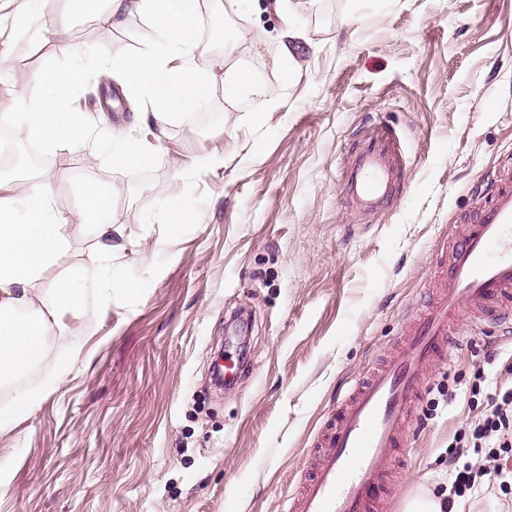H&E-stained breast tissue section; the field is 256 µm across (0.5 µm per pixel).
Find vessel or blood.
I'll list each match as a JSON object with an SVG mask.
<instances>
[{
  "instance_id": "vessel-or-blood-1",
  "label": "vessel or blood",
  "mask_w": 512,
  "mask_h": 512,
  "mask_svg": "<svg viewBox=\"0 0 512 512\" xmlns=\"http://www.w3.org/2000/svg\"><path fill=\"white\" fill-rule=\"evenodd\" d=\"M396 167L388 152L360 151L347 181L358 210L387 204ZM441 284L410 312L384 356L369 364L327 420L313 463L288 495L287 512H384L401 472L404 447L432 368L445 362L463 318L512 319V171H500L488 196L460 218L438 261Z\"/></svg>"
}]
</instances>
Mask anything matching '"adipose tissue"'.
<instances>
[{
    "instance_id": "ef3b65f1",
    "label": "adipose tissue",
    "mask_w": 512,
    "mask_h": 512,
    "mask_svg": "<svg viewBox=\"0 0 512 512\" xmlns=\"http://www.w3.org/2000/svg\"><path fill=\"white\" fill-rule=\"evenodd\" d=\"M43 4L26 0L16 18L20 33L38 36L47 26H67L79 14L115 27L134 12L147 21L137 53L101 59L143 104L126 127L99 131L80 112L75 99L87 79L80 68L45 69L43 93L20 99L14 111L0 114V124L12 127L17 137L39 141L58 156L107 153L114 167H143L158 157L165 128L177 112L190 109L211 85L221 84L232 99L245 89L252 97L262 95L250 72L239 70L225 79L223 60L200 59L199 0H72L71 9L50 22ZM110 207L93 182L79 206L65 213L57 208L49 183L0 178V386L39 365L48 344L66 356L38 387L17 391L13 405L0 410V432L12 429L19 415L56 391L70 372L68 357L77 334L71 316L83 307L73 287L74 270L65 264L71 229Z\"/></svg>"
}]
</instances>
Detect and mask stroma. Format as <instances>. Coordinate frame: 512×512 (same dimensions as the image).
<instances>
[{"label": "stroma", "instance_id": "1", "mask_svg": "<svg viewBox=\"0 0 512 512\" xmlns=\"http://www.w3.org/2000/svg\"><path fill=\"white\" fill-rule=\"evenodd\" d=\"M222 2L202 11L199 52L253 74L264 96L250 107L214 86L208 112L181 115L143 169L75 154L58 179L51 151L0 140L14 154L0 177L50 182L65 212L97 183L132 231L107 269L90 226L72 229L68 262L86 300L77 350L60 389L0 435V512H284L320 425L425 299L438 244L482 179L512 166V0ZM21 3L0 0V113L38 93L43 69L76 64L89 74L83 110L127 125L140 104L113 97L98 65L136 51L144 19L112 28L81 15L38 44L16 31ZM291 16L303 32L294 85L281 58ZM227 26L243 41L225 44ZM367 142L389 148L401 173L393 200L368 216L345 188ZM202 152L223 165L195 169ZM171 198L194 215L176 231L161 208ZM123 280L139 292L118 289ZM456 334L400 451L408 469L387 512L447 485L448 444L486 404L470 392L476 367L493 373L512 356V334L492 320L462 321ZM242 350L244 374L214 389L215 356Z\"/></svg>", "mask_w": 512, "mask_h": 512}]
</instances>
